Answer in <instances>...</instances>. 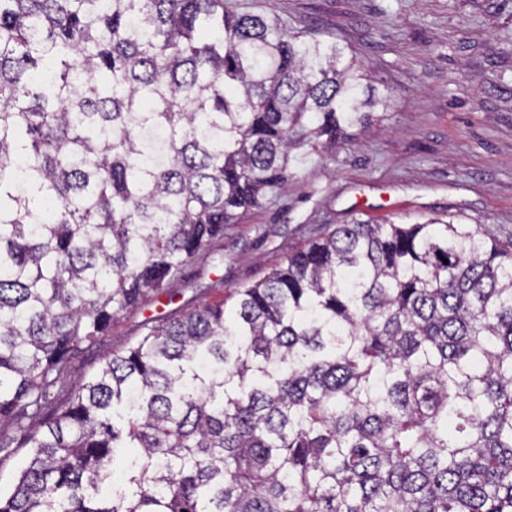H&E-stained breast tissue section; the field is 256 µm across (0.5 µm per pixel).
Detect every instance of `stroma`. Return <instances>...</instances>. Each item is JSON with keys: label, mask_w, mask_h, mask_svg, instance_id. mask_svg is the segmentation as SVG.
<instances>
[{"label": "stroma", "mask_w": 512, "mask_h": 512, "mask_svg": "<svg viewBox=\"0 0 512 512\" xmlns=\"http://www.w3.org/2000/svg\"><path fill=\"white\" fill-rule=\"evenodd\" d=\"M344 46L392 107L345 130L331 154L299 156L288 189L228 225L191 261L174 297L151 296L71 359L90 377L135 343L144 317L216 303L262 280L292 244L352 219L452 217L512 242V0H237Z\"/></svg>", "instance_id": "obj_1"}]
</instances>
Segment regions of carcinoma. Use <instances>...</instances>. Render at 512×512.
I'll list each match as a JSON object with an SVG mask.
<instances>
[{
  "mask_svg": "<svg viewBox=\"0 0 512 512\" xmlns=\"http://www.w3.org/2000/svg\"><path fill=\"white\" fill-rule=\"evenodd\" d=\"M224 0H0V512H512V248L354 220L60 369L390 96ZM0 488L11 487L29 460V448H20L16 441L7 454L0 453Z\"/></svg>",
  "mask_w": 512,
  "mask_h": 512,
  "instance_id": "1",
  "label": "carcinoma"
}]
</instances>
